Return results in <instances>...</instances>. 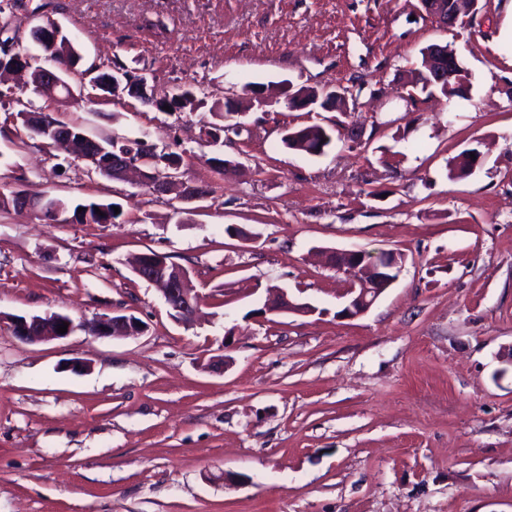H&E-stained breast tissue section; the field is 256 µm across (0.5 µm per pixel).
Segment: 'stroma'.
<instances>
[{
    "instance_id": "1",
    "label": "stroma",
    "mask_w": 512,
    "mask_h": 512,
    "mask_svg": "<svg viewBox=\"0 0 512 512\" xmlns=\"http://www.w3.org/2000/svg\"><path fill=\"white\" fill-rule=\"evenodd\" d=\"M511 2L480 0L448 29L418 0H18L0 14L23 53L43 57L29 31L51 21L80 68L143 69L157 94L200 100L60 104L7 83L0 195L115 203L120 216L56 224L0 208V512H512ZM432 43L455 48L463 94L412 90ZM355 82L368 90L346 111L287 105L299 87ZM252 86L267 106L250 105ZM228 98L244 129L207 142ZM23 110L182 154L180 186L209 195L184 207L107 179L31 136ZM335 121L324 155L281 143ZM469 148L480 164L449 180ZM324 249L405 262L367 313L340 319L348 278ZM150 250L191 271L196 322H175L133 274L129 258ZM274 288L312 313L263 314ZM115 311L143 333L78 327L29 344L11 327ZM224 351L230 366L210 371Z\"/></svg>"
}]
</instances>
